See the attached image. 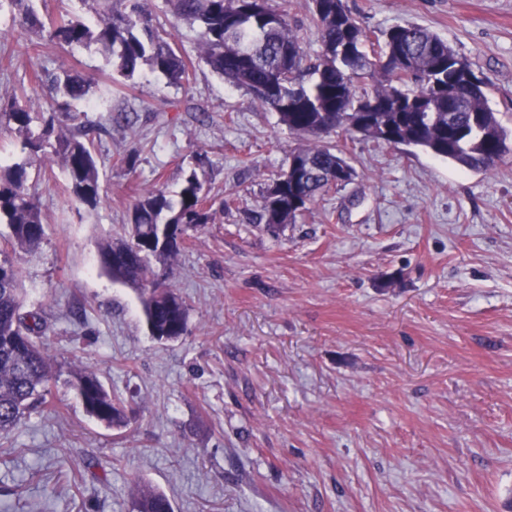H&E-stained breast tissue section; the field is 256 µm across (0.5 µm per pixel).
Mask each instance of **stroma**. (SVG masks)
Returning <instances> with one entry per match:
<instances>
[{
	"label": "stroma",
	"mask_w": 512,
	"mask_h": 512,
	"mask_svg": "<svg viewBox=\"0 0 512 512\" xmlns=\"http://www.w3.org/2000/svg\"><path fill=\"white\" fill-rule=\"evenodd\" d=\"M378 36L435 32L487 82L512 129V0H344ZM190 64L176 86L112 79L98 49L33 50L0 0V95L32 70L93 75L105 197L75 207L60 163L32 167L46 236L14 253L49 325L48 410L0 441V512H512V153L489 173L419 148L331 136L355 180L269 231L267 189L295 139L202 61L198 27L146 0ZM133 164H125V157ZM197 172L228 207L186 241L174 287L188 332L151 337L136 292L100 270L138 195ZM86 370L128 406L84 409ZM74 386L86 411L109 428H120L127 423L124 403L108 392L93 373L76 372ZM137 512H173V507L166 495L153 490H142L136 498Z\"/></svg>",
	"instance_id": "1"
}]
</instances>
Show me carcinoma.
Segmentation results:
<instances>
[{
  "label": "carcinoma",
  "mask_w": 512,
  "mask_h": 512,
  "mask_svg": "<svg viewBox=\"0 0 512 512\" xmlns=\"http://www.w3.org/2000/svg\"><path fill=\"white\" fill-rule=\"evenodd\" d=\"M13 23L38 46H96L113 71L131 79L146 64L173 84L189 82L185 60L170 44V33L154 22L146 0H126L116 11L113 0H80L87 17L62 14L43 21L34 0H11ZM170 11L201 30L200 54L212 72L246 90L295 135L292 152L304 157L306 196L292 205L288 190L267 192L261 220L272 229L295 223L327 189L344 187L356 171L326 135L357 116L362 101L388 106L375 113L376 124L394 128L400 144L480 172L503 158L509 131L487 106L486 83L460 84L457 69L472 71L468 61L432 31L414 24L396 25L372 37L343 0H311L312 22L320 51L308 52L289 20L291 4L271 0H167ZM30 83L50 86L54 95L41 112L30 101L0 96V126L21 139L26 159L0 161V223L8 228L13 252L37 254L45 237L39 199L29 184L28 168L59 162L68 175L73 201L88 207L100 201L94 133L106 128L84 120L76 105L93 101L95 81L78 71L59 75L35 71ZM196 171L171 199L163 188L138 198L125 237L100 245L103 271L115 282L135 288L152 337L176 340L188 329V307L166 279L188 232L209 223L213 200L201 194ZM21 271L0 249V439L19 427L25 415L46 404L54 373L46 355L47 321L23 311ZM74 386L86 411L109 428L127 423L124 403L96 375L77 372ZM136 512H173L168 497L143 490Z\"/></svg>",
  "instance_id": "cac0c4a2"
}]
</instances>
